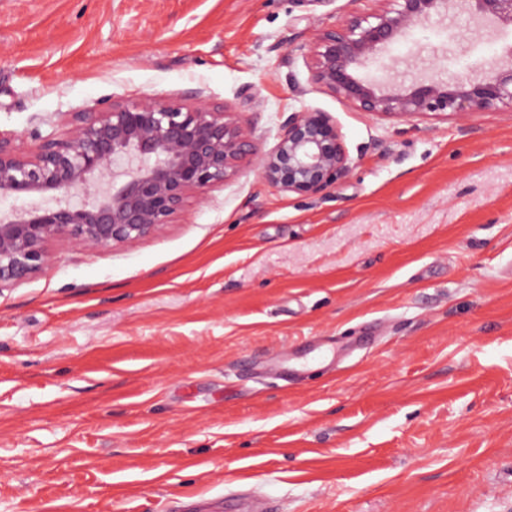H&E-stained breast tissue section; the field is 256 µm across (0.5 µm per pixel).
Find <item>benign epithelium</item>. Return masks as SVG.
Masks as SVG:
<instances>
[{
  "label": "benign epithelium",
  "mask_w": 512,
  "mask_h": 512,
  "mask_svg": "<svg viewBox=\"0 0 512 512\" xmlns=\"http://www.w3.org/2000/svg\"><path fill=\"white\" fill-rule=\"evenodd\" d=\"M378 2L301 47L314 84L360 111L385 116L512 108V65L480 79L418 80L407 87H382L358 75L432 15L459 5L478 24L512 27V0ZM38 139L37 151L27 153L0 137V197L32 198L26 208L0 215V287L43 271L55 238L100 250L158 233L190 193L224 184L257 152L250 130L226 106L188 107L148 95L75 112L64 135ZM351 168L332 116L306 109L288 117L259 174L285 191L317 196ZM77 191L84 201L75 205Z\"/></svg>",
  "instance_id": "1"
}]
</instances>
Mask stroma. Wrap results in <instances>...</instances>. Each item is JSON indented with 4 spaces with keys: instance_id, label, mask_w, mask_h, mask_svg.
Wrapping results in <instances>:
<instances>
[{
    "instance_id": "35a3bbf8",
    "label": "stroma",
    "mask_w": 512,
    "mask_h": 512,
    "mask_svg": "<svg viewBox=\"0 0 512 512\" xmlns=\"http://www.w3.org/2000/svg\"><path fill=\"white\" fill-rule=\"evenodd\" d=\"M373 0H0V135L145 95L274 149L336 122L326 195L191 193L131 244L49 242L0 287V512H512V109L361 112L301 50ZM503 32L432 16L367 78L482 77Z\"/></svg>"
}]
</instances>
